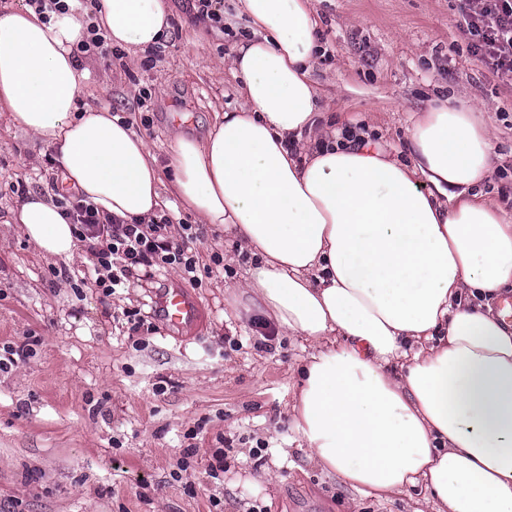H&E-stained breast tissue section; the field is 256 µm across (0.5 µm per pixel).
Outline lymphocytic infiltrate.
Returning a JSON list of instances; mask_svg holds the SVG:
<instances>
[{
	"mask_svg": "<svg viewBox=\"0 0 512 512\" xmlns=\"http://www.w3.org/2000/svg\"><path fill=\"white\" fill-rule=\"evenodd\" d=\"M459 14L472 56L512 87V0H462ZM60 205L77 241L93 259L87 277L105 295L130 287L140 272L170 266L179 267L188 283L198 284V236L187 231L174 238L167 215L148 224L103 216L77 195L64 197Z\"/></svg>",
	"mask_w": 512,
	"mask_h": 512,
	"instance_id": "obj_1",
	"label": "lymphocytic infiltrate"
}]
</instances>
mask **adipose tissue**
<instances>
[{
  "label": "adipose tissue",
  "mask_w": 512,
  "mask_h": 512,
  "mask_svg": "<svg viewBox=\"0 0 512 512\" xmlns=\"http://www.w3.org/2000/svg\"><path fill=\"white\" fill-rule=\"evenodd\" d=\"M112 44L167 38L166 0H101ZM253 29L229 59L243 108L207 136H175L160 168L145 139L83 106L73 49L86 27L29 8L0 13V112L54 149L100 213L150 221L162 184L199 223L253 257L248 307L311 352L292 411L312 458L364 496L423 487L434 512H512V212L483 191L494 142L471 101L436 99L407 129V160L359 129L327 124L312 72V0H240ZM15 221L70 258L71 224L30 196Z\"/></svg>",
  "instance_id": "obj_1"
}]
</instances>
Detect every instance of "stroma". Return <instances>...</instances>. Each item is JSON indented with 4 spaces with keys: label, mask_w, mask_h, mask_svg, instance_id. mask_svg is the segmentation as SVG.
Wrapping results in <instances>:
<instances>
[{
    "label": "stroma",
    "mask_w": 512,
    "mask_h": 512,
    "mask_svg": "<svg viewBox=\"0 0 512 512\" xmlns=\"http://www.w3.org/2000/svg\"><path fill=\"white\" fill-rule=\"evenodd\" d=\"M168 41L131 57L86 58L87 106H106L142 129L158 161L181 134L204 138L216 113L239 108L223 60L251 35L239 0H223V31L186 20L187 0H167ZM322 54L313 76L332 111L400 144L414 113L440 95L472 100L488 119L496 152L487 196L512 208V88L473 60L457 0H313ZM176 112L190 113L184 123ZM54 151L0 114V355L26 350L0 370V512H424L426 492L362 496L311 460L290 402L303 341L263 348L245 324L236 285L250 262L219 227L200 226L199 263L236 254L193 292L188 329L133 328L149 313L148 287L104 296L83 283L90 255L42 254L12 212L25 194L51 196ZM25 193H17V184ZM224 451V478L207 469Z\"/></svg>",
    "instance_id": "35a3bbf8"
}]
</instances>
